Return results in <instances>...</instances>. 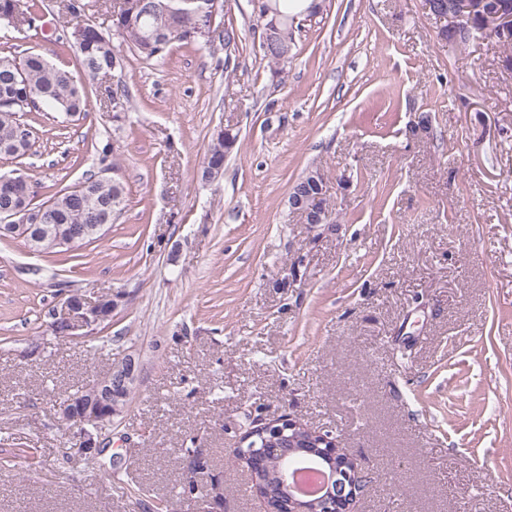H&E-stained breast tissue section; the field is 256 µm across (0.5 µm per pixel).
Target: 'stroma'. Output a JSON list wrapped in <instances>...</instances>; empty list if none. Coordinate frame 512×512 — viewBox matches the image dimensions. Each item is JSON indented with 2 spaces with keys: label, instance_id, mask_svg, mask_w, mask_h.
Here are the masks:
<instances>
[{
  "label": "stroma",
  "instance_id": "obj_1",
  "mask_svg": "<svg viewBox=\"0 0 512 512\" xmlns=\"http://www.w3.org/2000/svg\"><path fill=\"white\" fill-rule=\"evenodd\" d=\"M224 23L233 76L176 43L129 55L124 120L99 102L76 121L37 115L29 173L77 184L111 139L127 205L77 258L0 241V512H260L234 450L283 415L332 431L367 474L354 512H512L502 46L448 44L427 0H325L278 76L249 0ZM8 38L77 68L62 30ZM220 125L239 142L203 185ZM310 166L327 224L288 206ZM71 287L119 295L111 323L55 337ZM128 354L139 382L88 463L56 406Z\"/></svg>",
  "mask_w": 512,
  "mask_h": 512
}]
</instances>
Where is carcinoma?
Listing matches in <instances>:
<instances>
[{
    "mask_svg": "<svg viewBox=\"0 0 512 512\" xmlns=\"http://www.w3.org/2000/svg\"><path fill=\"white\" fill-rule=\"evenodd\" d=\"M189 6L166 11L161 0H126L111 15L112 31L105 32L85 13L81 0H67L59 12L70 41L77 51L78 63L85 75L80 81L39 52L22 55L0 54V157L21 159L33 146V126L24 116L28 112H59L68 118L79 117L91 108L87 85L114 70L125 69L122 50L144 60L167 56L170 47L190 42L205 49L207 55L229 72L231 54L228 47L234 31L224 26V4L220 0H188ZM273 11L253 10L256 26L261 30V48L267 66L276 74L294 56L295 20L313 17L322 10L320 0L299 6V0H272ZM37 9L24 0H0V29L19 31L32 27ZM238 135L222 126L213 132L209 147L196 170V179L212 183L224 176V161L233 151ZM102 171L119 170L118 147L111 140L94 146ZM30 185L20 184L4 196L0 185V209L15 207L24 212L28 224H111L127 202L124 182L114 176L89 174L81 182L55 189L47 199H38L41 183L26 175ZM255 486L269 490L276 499L288 495L279 476V463H251Z\"/></svg>",
    "mask_w": 512,
    "mask_h": 512,
    "instance_id": "carcinoma-1",
    "label": "carcinoma"
}]
</instances>
